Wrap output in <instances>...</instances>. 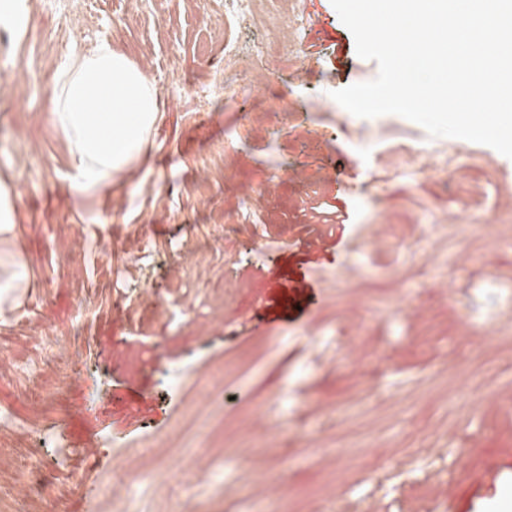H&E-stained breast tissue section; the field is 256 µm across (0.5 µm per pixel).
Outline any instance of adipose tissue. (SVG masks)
<instances>
[{
	"label": "adipose tissue",
	"mask_w": 512,
	"mask_h": 512,
	"mask_svg": "<svg viewBox=\"0 0 512 512\" xmlns=\"http://www.w3.org/2000/svg\"><path fill=\"white\" fill-rule=\"evenodd\" d=\"M50 84L60 90L50 121L68 151L60 177L80 203L97 200L140 162L157 121L155 84L106 38L70 54Z\"/></svg>",
	"instance_id": "ef3b65f1"
}]
</instances>
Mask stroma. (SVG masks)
I'll return each mask as SVG.
<instances>
[{
	"label": "stroma",
	"mask_w": 512,
	"mask_h": 512,
	"mask_svg": "<svg viewBox=\"0 0 512 512\" xmlns=\"http://www.w3.org/2000/svg\"><path fill=\"white\" fill-rule=\"evenodd\" d=\"M18 2L26 30L0 26L14 225L0 243V512H78L89 470L150 475L122 499L98 492L96 512H491L497 496L475 479L512 462V328L484 322L512 314V223L497 219L512 159L471 142L466 165L415 182L357 161L331 94L378 66L331 0H279L277 43L242 57L252 79L230 104L224 43L262 28L225 26L224 0ZM102 37L153 80L159 112L138 168L81 207L59 177L49 81ZM305 44L308 62L285 63ZM357 180L364 195L337 194ZM322 202L347 229L309 215ZM435 218L451 228L423 233ZM359 249L367 265L349 270ZM171 369L185 374L175 390ZM126 382L149 403L70 416ZM57 419L68 462L17 499L51 459L37 434ZM119 428L125 442L108 443ZM260 475L280 498L258 494Z\"/></svg>",
	"instance_id": "1"
}]
</instances>
